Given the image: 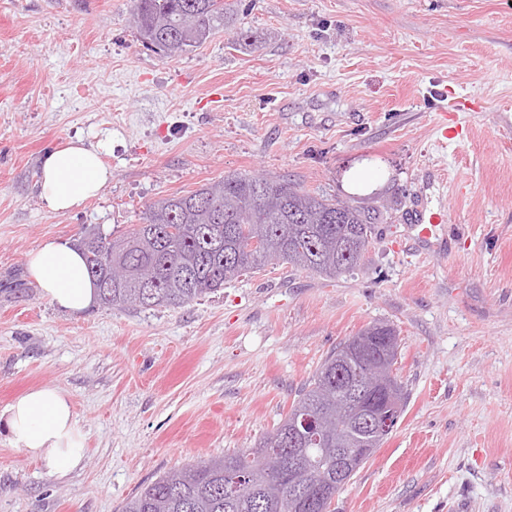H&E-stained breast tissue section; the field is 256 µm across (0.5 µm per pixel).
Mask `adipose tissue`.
I'll return each mask as SVG.
<instances>
[{"label":"adipose tissue","instance_id":"adipose-tissue-1","mask_svg":"<svg viewBox=\"0 0 512 512\" xmlns=\"http://www.w3.org/2000/svg\"><path fill=\"white\" fill-rule=\"evenodd\" d=\"M111 179L95 147L69 140L42 159L41 200L48 211L68 212L98 196ZM26 265L41 297L57 309L77 314L95 305L98 292L80 250L50 240L27 254ZM0 428L12 448L43 463L56 477H67L82 464L85 437L68 396L58 388L27 392L0 411Z\"/></svg>","mask_w":512,"mask_h":512}]
</instances>
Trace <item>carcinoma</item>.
Returning a JSON list of instances; mask_svg holds the SVG:
<instances>
[{"label":"carcinoma","instance_id":"carcinoma-1","mask_svg":"<svg viewBox=\"0 0 512 512\" xmlns=\"http://www.w3.org/2000/svg\"><path fill=\"white\" fill-rule=\"evenodd\" d=\"M143 42L169 55L202 44L228 23L224 0H134ZM381 211L274 177L229 174L186 195L149 206L142 222L118 236L90 229L78 244L88 272L107 308L181 306L224 287V283L284 262L329 278L361 267ZM374 346L400 344L396 328L374 322ZM347 357L338 346L298 394L291 408L334 414L335 429L361 448L367 436L351 423L336 363ZM288 421L270 433L253 459L258 473L230 496L224 491V462L237 454L204 460L157 476L126 500L122 512H291L281 502L288 488L266 479L284 444Z\"/></svg>","mask_w":512,"mask_h":512}]
</instances>
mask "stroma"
<instances>
[{
    "label": "stroma",
    "mask_w": 512,
    "mask_h": 512,
    "mask_svg": "<svg viewBox=\"0 0 512 512\" xmlns=\"http://www.w3.org/2000/svg\"><path fill=\"white\" fill-rule=\"evenodd\" d=\"M226 2L232 28L168 57L133 0H0V409L56 387L86 438L59 479L1 435L0 512H120L163 472L257 447L377 320L408 399L331 512H512V0ZM443 112L463 140L442 145ZM78 136L112 181L49 212L40 160ZM236 172L385 208L364 265L271 264L178 308L40 298L25 259L45 241L128 230ZM422 207L448 212L439 246L414 241Z\"/></svg>",
    "instance_id": "stroma-1"
}]
</instances>
